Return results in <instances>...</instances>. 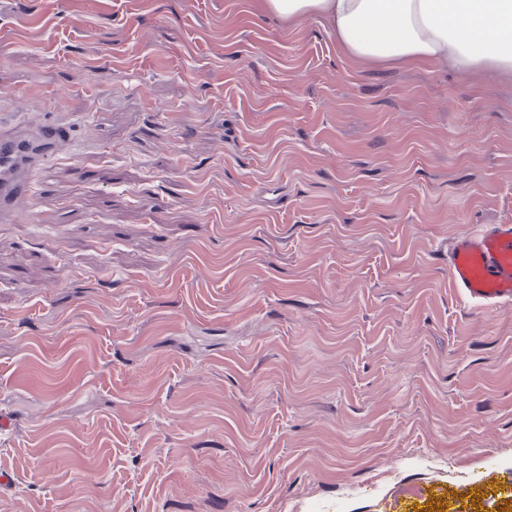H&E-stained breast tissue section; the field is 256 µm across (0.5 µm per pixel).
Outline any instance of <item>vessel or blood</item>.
I'll return each instance as SVG.
<instances>
[{"mask_svg":"<svg viewBox=\"0 0 512 512\" xmlns=\"http://www.w3.org/2000/svg\"><path fill=\"white\" fill-rule=\"evenodd\" d=\"M67 138L62 126L0 128V222L17 214L32 193L31 173ZM454 290L487 309L512 304V224H485L456 236L448 250Z\"/></svg>","mask_w":512,"mask_h":512,"instance_id":"1","label":"vessel or blood"}]
</instances>
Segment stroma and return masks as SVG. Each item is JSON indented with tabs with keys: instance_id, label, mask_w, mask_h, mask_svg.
<instances>
[{
	"instance_id": "35a3bbf8",
	"label": "stroma",
	"mask_w": 512,
	"mask_h": 512,
	"mask_svg": "<svg viewBox=\"0 0 512 512\" xmlns=\"http://www.w3.org/2000/svg\"><path fill=\"white\" fill-rule=\"evenodd\" d=\"M0 512H512V80L345 56L255 0H0ZM493 471L496 481H482ZM65 140L66 130L59 125L0 127V222L21 210L32 193L31 172ZM448 281L487 309L512 304V224H484L448 249Z\"/></svg>"
}]
</instances>
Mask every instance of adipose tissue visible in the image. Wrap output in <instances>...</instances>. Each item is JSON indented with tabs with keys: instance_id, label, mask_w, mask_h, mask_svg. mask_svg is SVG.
Wrapping results in <instances>:
<instances>
[{
	"instance_id": "obj_1",
	"label": "adipose tissue",
	"mask_w": 512,
	"mask_h": 512,
	"mask_svg": "<svg viewBox=\"0 0 512 512\" xmlns=\"http://www.w3.org/2000/svg\"><path fill=\"white\" fill-rule=\"evenodd\" d=\"M260 8L291 24L319 17L360 62L512 78V0H260Z\"/></svg>"
}]
</instances>
